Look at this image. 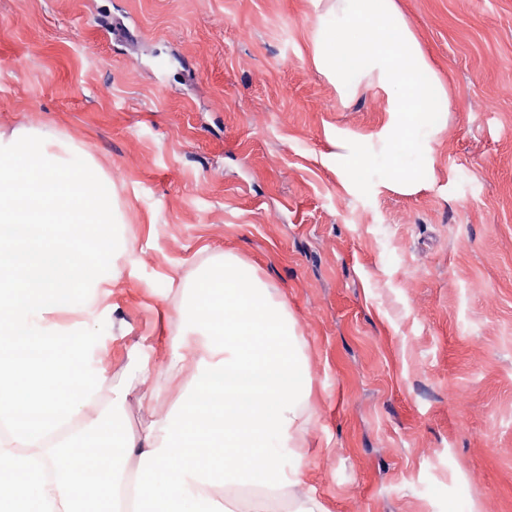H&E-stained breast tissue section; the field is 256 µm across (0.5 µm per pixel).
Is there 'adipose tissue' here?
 <instances>
[{
	"label": "adipose tissue",
	"mask_w": 512,
	"mask_h": 512,
	"mask_svg": "<svg viewBox=\"0 0 512 512\" xmlns=\"http://www.w3.org/2000/svg\"><path fill=\"white\" fill-rule=\"evenodd\" d=\"M332 27L312 37L313 62L347 92L379 89L393 145L416 151L449 109L396 0H331ZM33 131L0 132V512H211L217 488L259 484L241 512H265L284 486L302 484L316 422L302 337L288 306L253 267L228 256L195 272L168 366L197 369L178 415L129 433L84 418L101 379L85 368L80 325L53 320L62 298L119 278L111 270L112 192L86 166L52 160ZM116 437L107 478L86 470L76 441ZM289 453L294 464L280 470Z\"/></svg>",
	"instance_id": "1"
}]
</instances>
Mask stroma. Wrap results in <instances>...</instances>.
Wrapping results in <instances>:
<instances>
[{
    "label": "stroma",
    "mask_w": 512,
    "mask_h": 512,
    "mask_svg": "<svg viewBox=\"0 0 512 512\" xmlns=\"http://www.w3.org/2000/svg\"><path fill=\"white\" fill-rule=\"evenodd\" d=\"M396 2L450 98L413 153L382 95L315 68L310 0H0V131L112 187L128 247L77 318L101 339L88 416L178 411L189 373L142 402L134 365L163 374L183 280L228 253L297 321L327 512H512V0Z\"/></svg>",
    "instance_id": "1"
}]
</instances>
